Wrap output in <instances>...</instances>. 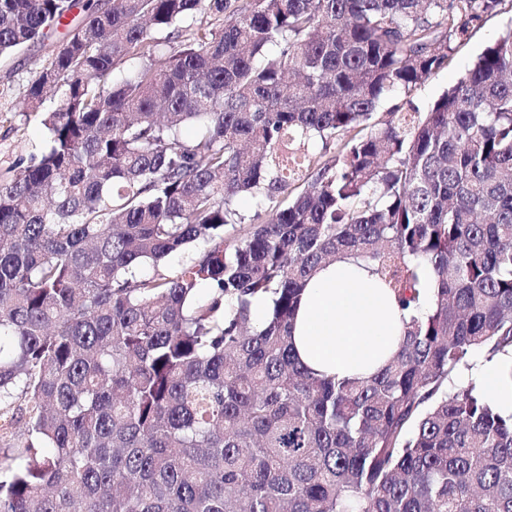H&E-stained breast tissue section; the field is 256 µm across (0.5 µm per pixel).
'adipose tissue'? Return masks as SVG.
<instances>
[{
	"label": "adipose tissue",
	"instance_id": "1",
	"mask_svg": "<svg viewBox=\"0 0 512 512\" xmlns=\"http://www.w3.org/2000/svg\"><path fill=\"white\" fill-rule=\"evenodd\" d=\"M402 313L365 262L345 257L320 268L297 312L292 340L300 360L324 376L366 379L399 350ZM493 405L512 414V352L479 360L472 372Z\"/></svg>",
	"mask_w": 512,
	"mask_h": 512
}]
</instances>
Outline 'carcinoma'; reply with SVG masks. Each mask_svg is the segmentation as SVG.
<instances>
[{
	"label": "carcinoma",
	"instance_id": "carcinoma-1",
	"mask_svg": "<svg viewBox=\"0 0 512 512\" xmlns=\"http://www.w3.org/2000/svg\"><path fill=\"white\" fill-rule=\"evenodd\" d=\"M503 2L0 0V56L67 29L0 178V512H512V416L447 389L512 349V30L377 115ZM343 254L407 314L368 380L292 344Z\"/></svg>",
	"mask_w": 512,
	"mask_h": 512
}]
</instances>
